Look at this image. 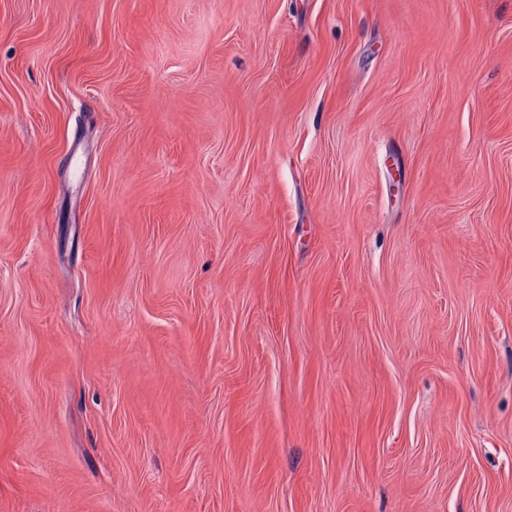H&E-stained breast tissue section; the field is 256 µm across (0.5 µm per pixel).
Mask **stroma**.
I'll use <instances>...</instances> for the list:
<instances>
[{"label":"stroma","mask_w":512,"mask_h":512,"mask_svg":"<svg viewBox=\"0 0 512 512\" xmlns=\"http://www.w3.org/2000/svg\"><path fill=\"white\" fill-rule=\"evenodd\" d=\"M0 512H512V0H0Z\"/></svg>","instance_id":"35a3bbf8"}]
</instances>
